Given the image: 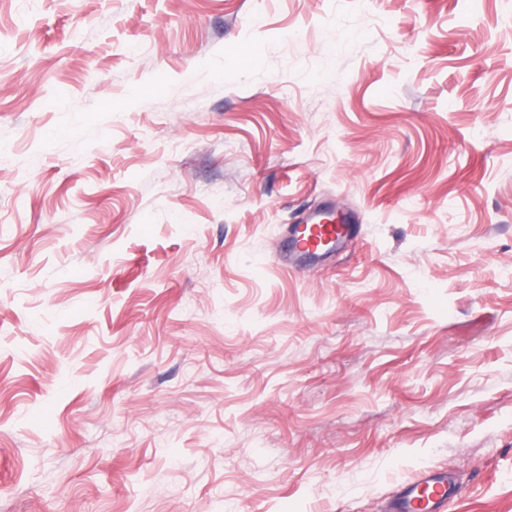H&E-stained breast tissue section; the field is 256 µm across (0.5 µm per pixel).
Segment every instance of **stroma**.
Instances as JSON below:
<instances>
[{
  "instance_id": "1",
  "label": "stroma",
  "mask_w": 512,
  "mask_h": 512,
  "mask_svg": "<svg viewBox=\"0 0 512 512\" xmlns=\"http://www.w3.org/2000/svg\"><path fill=\"white\" fill-rule=\"evenodd\" d=\"M353 242L303 272L284 225ZM512 512V0H0V512ZM328 219L333 223L325 224ZM350 221L349 216L332 207L306 216L299 224H288L283 229L281 245L276 252L278 265L291 271H304L342 249L357 233L355 224ZM456 490V481L450 470L424 469L397 487L386 511L446 512Z\"/></svg>"
}]
</instances>
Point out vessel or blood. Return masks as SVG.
<instances>
[{
	"label": "vessel or blood",
	"mask_w": 512,
	"mask_h": 512,
	"mask_svg": "<svg viewBox=\"0 0 512 512\" xmlns=\"http://www.w3.org/2000/svg\"><path fill=\"white\" fill-rule=\"evenodd\" d=\"M356 233L349 216L338 214L336 209L315 212L301 223L284 227L276 252L277 263L291 271L306 270L345 247ZM456 489L451 471L424 469L398 486L386 505V512H447Z\"/></svg>",
	"instance_id": "b4317fda"
}]
</instances>
